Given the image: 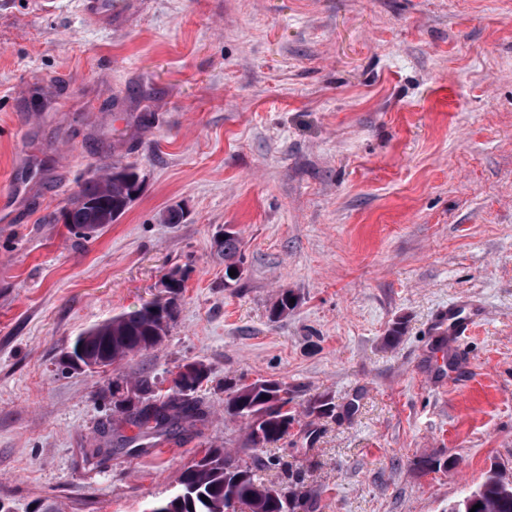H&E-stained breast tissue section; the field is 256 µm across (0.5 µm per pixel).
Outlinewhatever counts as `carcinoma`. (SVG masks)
<instances>
[{"mask_svg":"<svg viewBox=\"0 0 512 512\" xmlns=\"http://www.w3.org/2000/svg\"><path fill=\"white\" fill-rule=\"evenodd\" d=\"M131 186L112 177L110 168L99 166L78 186L72 201L63 210L70 231L90 237L114 223L133 201ZM224 253L225 270L242 263L238 233L230 231L215 240ZM171 297L168 312L145 306L116 315L96 324L75 337L72 352L85 363L119 364L131 355L158 347L174 320L184 277L171 273ZM292 292L285 290L276 303L272 320L292 310ZM190 371L167 390L166 397L156 399V383L146 377L112 380V403L119 422L138 429L137 437L176 436L184 424L201 416L195 393L207 373L198 362L189 363ZM288 388L275 380L260 379L232 389L224 399V413L246 424L247 443L253 448L281 439L288 433L294 416L288 411ZM283 480L277 485L256 482L253 467L222 448H209L204 455L187 464L175 491L166 499L151 503L144 512H299L303 496L288 490V480L300 472L277 462ZM477 496L481 507L476 512H512V488H505L496 473L487 475L479 487L466 495ZM207 500H202V497Z\"/></svg>","mask_w":512,"mask_h":512,"instance_id":"cac0c4a2","label":"carcinoma"}]
</instances>
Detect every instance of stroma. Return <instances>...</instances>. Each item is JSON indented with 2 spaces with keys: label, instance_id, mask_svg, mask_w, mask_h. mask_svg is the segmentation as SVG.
<instances>
[{
  "label": "stroma",
  "instance_id": "obj_1",
  "mask_svg": "<svg viewBox=\"0 0 512 512\" xmlns=\"http://www.w3.org/2000/svg\"><path fill=\"white\" fill-rule=\"evenodd\" d=\"M102 164L141 191L83 240L61 211ZM176 269L158 349L63 368ZM460 302L483 316L445 356L431 325ZM188 362L206 417L125 453L113 378ZM258 379L295 421L251 450L224 385ZM207 448L268 484L299 468L308 512H448L492 466L512 480V0H112L108 23L0 0V507L143 512ZM215 245L224 253L225 275L229 280L233 281V278L228 275L229 270L239 268L242 263L238 233L235 231L224 233L220 238L215 240Z\"/></svg>",
  "mask_w": 512,
  "mask_h": 512
}]
</instances>
